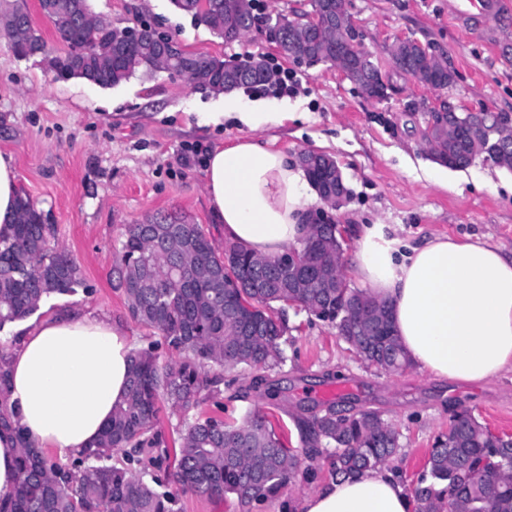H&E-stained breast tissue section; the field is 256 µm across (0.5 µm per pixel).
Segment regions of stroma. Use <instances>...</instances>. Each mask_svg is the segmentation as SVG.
<instances>
[{
    "label": "stroma",
    "mask_w": 512,
    "mask_h": 512,
    "mask_svg": "<svg viewBox=\"0 0 512 512\" xmlns=\"http://www.w3.org/2000/svg\"><path fill=\"white\" fill-rule=\"evenodd\" d=\"M450 0H345L360 48L373 54L391 87L383 101L325 63L283 58L269 39L266 21L278 14L310 11L309 0H257L258 20L241 40L227 43L170 0H92L96 13L124 27L139 21L178 38L192 52L236 60L252 54L288 73L289 92L242 90L247 100L276 104L289 119L253 131L288 156L314 149L335 157L349 188L335 212L346 230L362 223L389 224L412 243L431 236H489L512 253V172L475 160L449 170L447 181L426 178L433 167L421 140L423 118L410 104L448 102L512 115V59L500 45L512 42V0H503L492 21L458 18ZM412 37L445 58L454 82L434 90L403 78L388 47ZM224 109L222 96L192 90L165 72H140L128 82L101 88L84 80H56L44 56H16L0 37V152L14 158L18 186L57 226L56 241L81 269L83 287L44 300L36 318L64 309L91 312L120 324L134 349L154 348L160 361L174 359L161 335L134 321L121 290L112 286L119 237L126 224H145L159 212L203 225L216 247L224 229L211 220L204 165L185 157L193 144L233 140L230 124H199L202 112ZM294 343L277 374L287 393L274 414L291 423L296 402L318 405L315 390L339 379L353 384L350 406L371 410L398 430L394 463L405 484H416L436 438L447 433L453 413L467 412L503 437L512 438V370L484 385L441 381L416 367L388 373L364 363L334 326L306 312H289ZM162 449L138 452L133 471L168 483L180 440L175 421H163ZM331 474L326 457L311 479L296 478L265 502L243 510L236 496L212 499L178 494L174 512H280L297 507Z\"/></svg>",
    "instance_id": "1"
}]
</instances>
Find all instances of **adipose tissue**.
I'll list each match as a JSON object with an SVG mask.
<instances>
[{
  "instance_id": "obj_1",
  "label": "adipose tissue",
  "mask_w": 512,
  "mask_h": 512,
  "mask_svg": "<svg viewBox=\"0 0 512 512\" xmlns=\"http://www.w3.org/2000/svg\"><path fill=\"white\" fill-rule=\"evenodd\" d=\"M265 102L224 97L220 112L198 121L233 120L244 135L205 161L204 186L215 223L234 242L273 257L296 242L314 202L307 178L287 155L251 131L288 120ZM345 274L391 308L395 332L413 365L452 382L486 383L512 370V254L476 239L434 236L416 244L362 224ZM131 345L122 326L64 310L34 320L9 342L0 407L12 426L0 432V491L19 479L18 450L30 444L60 461L92 447L123 404ZM408 488L389 469L329 481L303 497L300 512H413Z\"/></svg>"
}]
</instances>
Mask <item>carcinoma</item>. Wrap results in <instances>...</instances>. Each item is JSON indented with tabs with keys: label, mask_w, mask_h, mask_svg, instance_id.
<instances>
[{
	"label": "carcinoma",
	"mask_w": 512,
	"mask_h": 512,
	"mask_svg": "<svg viewBox=\"0 0 512 512\" xmlns=\"http://www.w3.org/2000/svg\"><path fill=\"white\" fill-rule=\"evenodd\" d=\"M337 0H312V11L277 15L283 35L301 47L309 62L336 56L343 45L336 36L353 32L346 8ZM226 42L243 38L254 23V0H171ZM44 17L66 45L79 43L84 54L66 50L51 54L22 0H11L0 11L10 22V47L19 57L49 58L50 69L65 79L80 78L102 88L127 82L137 72L163 70L189 73V86L220 94L268 84L273 73L260 58L248 57L234 69L224 58L188 52L158 66L148 40L128 43L120 28L95 14L90 0H41ZM394 65L411 69L419 83L445 89L454 81L444 58L431 56L416 39L392 44ZM363 92L387 97L386 83L374 62L364 60ZM422 140L432 159L449 169L468 167L476 158L468 130L440 125L424 128ZM305 169L318 195L335 182L336 159L316 156ZM159 224H126L120 234V260L113 287L122 290L127 309L138 323L156 330L177 358L162 364L153 348L131 354L129 387L124 403L94 447L85 451L77 471L47 460L38 448L24 446L18 456L19 480L0 493V512H172L174 496L158 491L114 455L126 448L158 447L161 403L179 418L181 456L173 481L182 491L222 498L237 497L250 506L278 493L309 469L321 449L332 447L331 466L338 477L360 476L394 461L399 453L397 430L374 411L344 413L333 402L321 409L299 406L293 422L304 456L288 447V437L267 413L250 409L236 426L213 417L191 416L208 394L223 384L233 398L276 400L283 391L270 380L286 361V310L294 299L304 311L334 325L346 342L357 344L360 357L388 372L404 370L409 359L396 336L389 307L356 288H290L288 272L276 259L254 254L234 243L219 252L200 224H188L168 213ZM10 231L0 233V330L33 314L54 294H68L83 285L80 267L55 244L56 227L26 192H21ZM294 247L318 261L315 275L325 273L319 262L336 251V238L325 232L305 236ZM236 277L238 288L224 287V277ZM220 374L204 385L201 370ZM248 369L265 371L249 384L239 382ZM512 440L494 436L462 412L452 417L448 433L429 450L427 471L412 487L416 512H512Z\"/></svg>",
	"instance_id": "carcinoma-1"
}]
</instances>
